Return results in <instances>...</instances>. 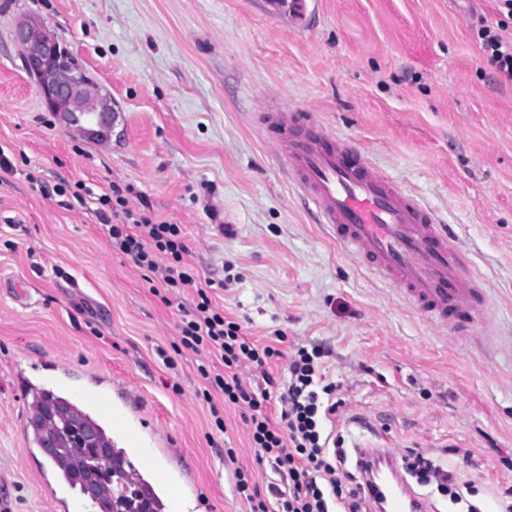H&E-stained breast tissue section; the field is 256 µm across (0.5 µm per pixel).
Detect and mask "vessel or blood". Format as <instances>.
Here are the masks:
<instances>
[{
  "instance_id": "1",
  "label": "vessel or blood",
  "mask_w": 512,
  "mask_h": 512,
  "mask_svg": "<svg viewBox=\"0 0 512 512\" xmlns=\"http://www.w3.org/2000/svg\"><path fill=\"white\" fill-rule=\"evenodd\" d=\"M260 133L276 146L289 175L314 205L318 222L360 265L393 285L440 328L460 332L479 324L488 298L431 210L349 142L327 132L311 113H264ZM355 448L361 465L375 459L396 466L392 449L370 440ZM377 492L387 512H426L402 476Z\"/></svg>"
}]
</instances>
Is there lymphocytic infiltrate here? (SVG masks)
Here are the masks:
<instances>
[{"label": "lymphocytic infiltrate", "mask_w": 512, "mask_h": 512, "mask_svg": "<svg viewBox=\"0 0 512 512\" xmlns=\"http://www.w3.org/2000/svg\"><path fill=\"white\" fill-rule=\"evenodd\" d=\"M499 2L496 20L491 24L479 21L475 40L491 73L512 83V37L505 35L512 27V0ZM98 202V216L108 227L110 245L155 275L161 300L183 288L196 291L194 309L181 320L180 342L185 348L220 358L223 371L203 363L198 367L201 377L222 393L225 403L245 407V422L259 450V462L288 482L287 490L275 491L269 498L261 494L247 471L237 470L236 491L248 502L250 512H368L370 500L361 473L345 469L343 436L326 431L340 403L337 386L326 381L316 353L301 348L291 355L287 378L266 372V365L280 357V350L258 346L239 323L215 308L185 261L188 248L181 225L157 221L148 201L129 207L123 189L116 184ZM248 364L262 370L265 390L256 393L244 384L239 372ZM407 469L421 484L435 485L452 503L463 502L452 470L430 455L412 454Z\"/></svg>", "instance_id": "f902f5d3"}]
</instances>
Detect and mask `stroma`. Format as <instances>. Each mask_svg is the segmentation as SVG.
<instances>
[{
  "instance_id": "stroma-1",
  "label": "stroma",
  "mask_w": 512,
  "mask_h": 512,
  "mask_svg": "<svg viewBox=\"0 0 512 512\" xmlns=\"http://www.w3.org/2000/svg\"><path fill=\"white\" fill-rule=\"evenodd\" d=\"M498 0H0V512H85L28 427L32 391L95 412L136 397L128 430L102 423L132 462L150 450L184 512H249L236 469L260 488L242 408L216 428L179 348L196 295L164 304L113 251L94 212L57 195L131 186L181 225L198 283L252 340L318 348L342 404L346 444L372 432L398 459L415 448L471 482L481 512L512 487V85L479 74L474 17ZM41 21L116 108L107 139L49 110L17 25ZM312 112L402 190L430 207L480 274L490 304L477 335L445 330L369 274L317 224L259 133L269 109ZM174 364L166 366L162 358Z\"/></svg>"
}]
</instances>
